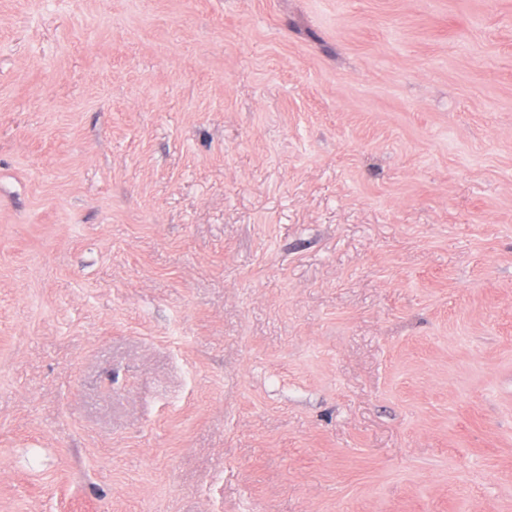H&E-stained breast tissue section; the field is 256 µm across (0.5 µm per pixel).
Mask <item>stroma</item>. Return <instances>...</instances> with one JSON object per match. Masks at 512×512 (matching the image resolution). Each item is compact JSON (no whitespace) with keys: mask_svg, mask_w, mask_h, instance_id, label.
I'll return each instance as SVG.
<instances>
[{"mask_svg":"<svg viewBox=\"0 0 512 512\" xmlns=\"http://www.w3.org/2000/svg\"><path fill=\"white\" fill-rule=\"evenodd\" d=\"M0 512H512V0H0Z\"/></svg>","mask_w":512,"mask_h":512,"instance_id":"stroma-1","label":"stroma"}]
</instances>
